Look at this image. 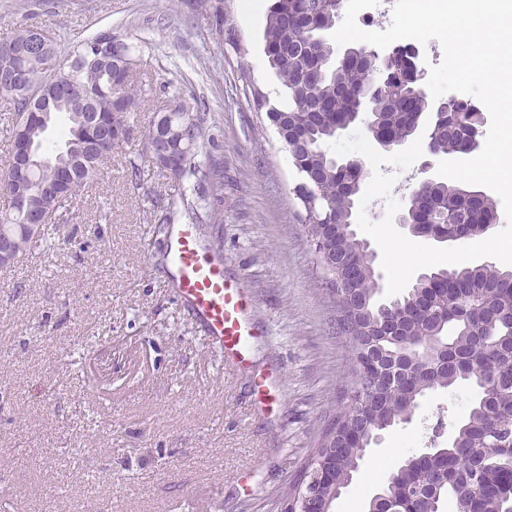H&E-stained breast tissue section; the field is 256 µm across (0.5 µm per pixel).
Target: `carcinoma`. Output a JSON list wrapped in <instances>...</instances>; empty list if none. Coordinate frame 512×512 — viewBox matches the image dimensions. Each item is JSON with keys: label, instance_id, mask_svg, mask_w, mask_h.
Masks as SVG:
<instances>
[{"label": "carcinoma", "instance_id": "1", "mask_svg": "<svg viewBox=\"0 0 512 512\" xmlns=\"http://www.w3.org/2000/svg\"><path fill=\"white\" fill-rule=\"evenodd\" d=\"M198 17L210 21L217 44L229 42L238 51V38L228 23L225 0H181ZM312 0H275L266 17V53L271 67L282 85L288 89V107L278 109L257 88L247 73H242L249 91L248 100L256 110H266L269 122L276 127L283 144L288 136L295 138L289 151L298 181L315 187L316 194L294 190L302 208L306 201L315 203V210H329L328 223L337 225L330 238L331 252L356 256L366 242L358 237L353 215L359 197L356 180L336 177L334 159L323 146L336 138V113H349L352 97L348 86L360 75L355 69L334 65L336 45L325 33L336 26V11L327 7L314 11ZM12 52L0 54V97L11 121L12 145L27 142L33 145L38 159L32 183L9 174L12 156H7L0 171V236L9 238L13 257H18L34 242H47L50 225L69 223L72 196L58 194L55 185L57 170H72L77 186L95 182L101 169L112 159L117 147L133 139L129 118L141 109L138 87L132 79L139 47L106 30L71 50H65L56 34L33 24L19 25L7 41ZM318 65L316 77L301 81L288 58ZM396 88L387 86L376 98L375 119L395 127L398 137L408 136L401 117L394 108ZM94 112L98 127L84 126L82 113ZM67 115L64 141L55 153H42L46 133L56 115ZM145 135L146 155L160 171L158 150L164 149L180 159L175 182L194 178L210 184L211 194L199 197L203 206L212 208L210 220L223 222L213 200L224 191V177L215 170L202 169L194 158L202 148L205 113L181 97L174 96L160 110ZM468 133L465 127L437 131V143L444 153L457 150ZM439 199H453L459 216L468 224L482 221L459 186L438 181L427 190ZM37 212L44 222L29 227L27 216ZM434 274L449 278L454 288L448 292L451 310L443 315L429 312L426 298L430 278L415 281L399 297L381 303L377 274L373 264L353 270L356 299L363 305V317L371 327L388 329L397 338L378 341L382 361L389 367L406 370L407 382L384 395H374L359 410L348 406L336 414L322 437L320 447L334 448L336 482L345 481L360 468L366 441L340 445L330 435L341 434L353 423L362 421L367 430L388 429L418 406L430 390L449 389L468 383L477 391L467 415L456 426L454 436L439 456L422 461L407 457L397 470L383 479L387 498L381 503L368 501L366 512H387L389 503L397 498L405 483L404 473L417 469L433 472L432 480L420 491L419 512H430L435 502L447 497L456 508L467 512H502L512 495V450L498 448L479 456L473 446L494 432H512V392L503 393L491 387L499 380L512 382V269L489 265H456L438 268ZM472 299L481 301L485 312L477 321L458 317V308ZM430 337L436 341L448 338L447 346L437 353L436 371L426 369L424 360L413 355L416 341Z\"/></svg>", "mask_w": 512, "mask_h": 512}]
</instances>
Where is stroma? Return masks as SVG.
<instances>
[{
  "label": "stroma",
  "mask_w": 512,
  "mask_h": 512,
  "mask_svg": "<svg viewBox=\"0 0 512 512\" xmlns=\"http://www.w3.org/2000/svg\"><path fill=\"white\" fill-rule=\"evenodd\" d=\"M228 14L239 50L218 49L209 22L166 0H0V42L20 22L68 47L103 30L141 44L143 99L133 140L80 190L53 250L0 268V503L6 512H280L330 420L349 404L352 349L337 330L295 171L276 129L249 105L288 96L265 55V15ZM208 112L200 164L224 163L223 223L210 227L224 264L253 297L263 330L249 369L221 367L157 259L158 209L180 203L144 154L172 92ZM269 377V405L249 413L250 376ZM475 389L429 393L412 421L384 433L368 460L447 443Z\"/></svg>",
  "instance_id": "1"
}]
</instances>
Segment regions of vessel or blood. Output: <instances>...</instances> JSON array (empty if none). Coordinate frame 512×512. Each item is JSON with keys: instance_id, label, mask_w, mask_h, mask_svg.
Listing matches in <instances>:
<instances>
[{"instance_id": "1", "label": "vessel or blood", "mask_w": 512, "mask_h": 512, "mask_svg": "<svg viewBox=\"0 0 512 512\" xmlns=\"http://www.w3.org/2000/svg\"><path fill=\"white\" fill-rule=\"evenodd\" d=\"M169 281L179 302L200 320L208 343L225 364L245 369L259 330L250 318L252 296L229 276L224 263L206 249L190 224L173 226L168 239Z\"/></svg>"}]
</instances>
